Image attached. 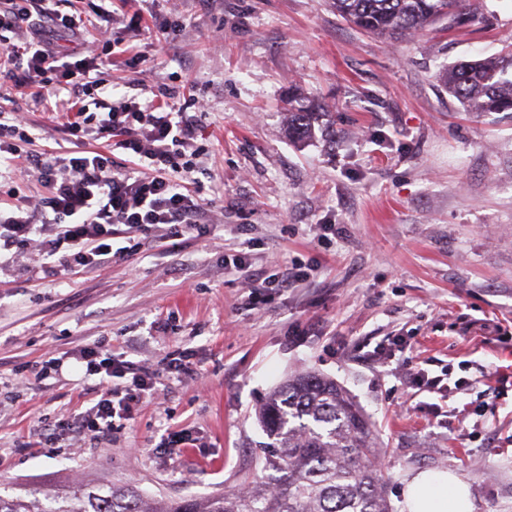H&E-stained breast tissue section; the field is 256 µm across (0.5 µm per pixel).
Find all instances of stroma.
I'll list each match as a JSON object with an SVG mask.
<instances>
[{"label":"stroma","instance_id":"35a3bbf8","mask_svg":"<svg viewBox=\"0 0 512 512\" xmlns=\"http://www.w3.org/2000/svg\"><path fill=\"white\" fill-rule=\"evenodd\" d=\"M142 16L116 28L143 61L104 69L108 88L146 99L170 86L207 104L203 196L224 219L174 250L129 264L0 287V383L65 357L61 378L0 398V493L136 483L148 495L234 489L260 473L256 410L288 376L314 371L373 423L386 493L403 512L414 472L450 470L474 512H512V114H468L437 81L461 60L512 45V0H480L478 21L389 40L327 0H112ZM185 27L164 42L162 23ZM324 109L313 138L289 139L293 97ZM0 111L23 112L57 151L60 115L0 82ZM297 258L310 276L274 291L224 269ZM105 338L153 367L187 353L159 400L95 441L55 429L98 382L70 357ZM425 371L437 387L417 386ZM484 401L494 414L480 417ZM195 448L164 453L177 433Z\"/></svg>","mask_w":512,"mask_h":512}]
</instances>
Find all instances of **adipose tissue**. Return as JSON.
Here are the masks:
<instances>
[{
  "instance_id": "obj_1",
  "label": "adipose tissue",
  "mask_w": 512,
  "mask_h": 512,
  "mask_svg": "<svg viewBox=\"0 0 512 512\" xmlns=\"http://www.w3.org/2000/svg\"><path fill=\"white\" fill-rule=\"evenodd\" d=\"M405 512H472L468 485L448 471L424 470L411 476Z\"/></svg>"
}]
</instances>
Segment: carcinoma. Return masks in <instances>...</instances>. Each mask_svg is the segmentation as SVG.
Returning a JSON list of instances; mask_svg holds the SVG:
<instances>
[{
	"mask_svg": "<svg viewBox=\"0 0 512 512\" xmlns=\"http://www.w3.org/2000/svg\"><path fill=\"white\" fill-rule=\"evenodd\" d=\"M474 0H329L338 16L378 38L398 39L450 18L474 15ZM438 81L468 112H512V51L443 68ZM312 104H289L288 135H314ZM258 419L261 476L237 491L211 496L156 498L137 486L101 492L83 485L45 497L36 488L0 494V512H393L388 476L373 464L379 455L373 427L336 381L305 372L291 375L267 397Z\"/></svg>",
	"mask_w": 512,
	"mask_h": 512,
	"instance_id": "cac0c4a2",
	"label": "carcinoma"
}]
</instances>
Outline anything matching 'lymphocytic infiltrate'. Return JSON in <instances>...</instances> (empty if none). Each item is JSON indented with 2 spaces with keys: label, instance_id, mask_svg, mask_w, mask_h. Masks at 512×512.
Returning <instances> with one entry per match:
<instances>
[{
  "label": "lymphocytic infiltrate",
  "instance_id": "f902f5d3",
  "mask_svg": "<svg viewBox=\"0 0 512 512\" xmlns=\"http://www.w3.org/2000/svg\"><path fill=\"white\" fill-rule=\"evenodd\" d=\"M57 0H7L0 13V49L10 53L7 76L15 87L37 84L39 104L51 108L61 93L80 107L62 125L64 151L48 155L34 149L27 117L0 113V180L10 188L0 198V277L28 274L19 256L38 244L45 276L105 270L128 262L153 242L203 236L211 224V200L202 196L197 173L205 153L197 142L198 117L174 92L164 101L119 95L108 111H90L87 101L106 89L94 77L95 64L70 35L81 16L60 13ZM107 139L111 149H90ZM123 150L131 165L114 167L111 153ZM36 176L46 190L31 203L18 182ZM123 239L114 247V239ZM85 372L99 376L98 394L81 412L59 420L62 430L109 436L131 420L144 399L156 398L164 375L187 377L195 371L186 355L167 354L158 368L116 358L108 341L82 347Z\"/></svg>",
  "mask_w": 512,
  "mask_h": 512
}]
</instances>
